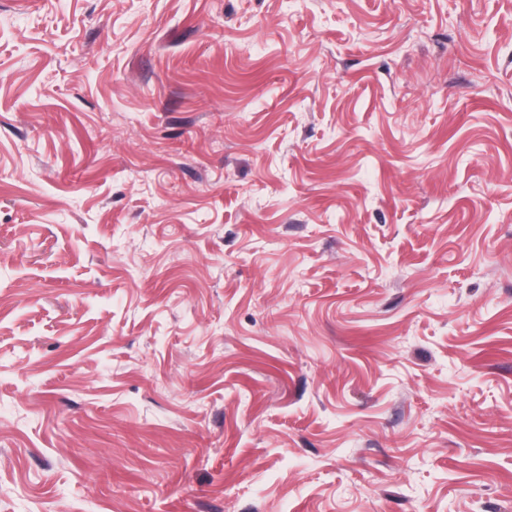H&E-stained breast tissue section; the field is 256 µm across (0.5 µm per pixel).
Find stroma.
<instances>
[{"label":"stroma","instance_id":"1","mask_svg":"<svg viewBox=\"0 0 512 512\" xmlns=\"http://www.w3.org/2000/svg\"><path fill=\"white\" fill-rule=\"evenodd\" d=\"M0 512H512V0H0Z\"/></svg>","mask_w":512,"mask_h":512}]
</instances>
